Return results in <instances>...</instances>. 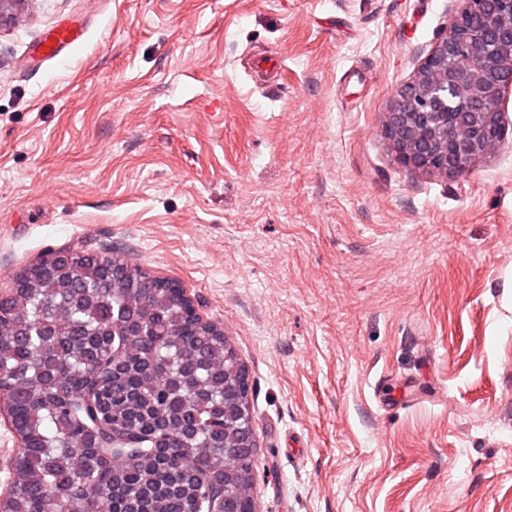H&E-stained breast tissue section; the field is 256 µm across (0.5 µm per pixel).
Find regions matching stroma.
Masks as SVG:
<instances>
[{
	"mask_svg": "<svg viewBox=\"0 0 512 512\" xmlns=\"http://www.w3.org/2000/svg\"><path fill=\"white\" fill-rule=\"evenodd\" d=\"M462 6L35 0L0 21V290L65 249L179 281L248 371L257 512H512V87L501 146L458 176L384 134ZM64 23L81 42L39 61Z\"/></svg>",
	"mask_w": 512,
	"mask_h": 512,
	"instance_id": "1",
	"label": "stroma"
}]
</instances>
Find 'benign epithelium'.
I'll list each match as a JSON object with an SVG mask.
<instances>
[{"mask_svg": "<svg viewBox=\"0 0 512 512\" xmlns=\"http://www.w3.org/2000/svg\"><path fill=\"white\" fill-rule=\"evenodd\" d=\"M483 19L485 30L501 48L493 61L448 64L460 56L461 29L471 15ZM512 85V13L498 0H464L463 7L398 91L386 113L385 134L398 160L414 169L448 177L463 173L478 157L499 144L505 132L498 106L503 89ZM451 89L459 96L456 112H435L439 94ZM14 390L0 385V420L14 434L16 447H30L13 420Z\"/></svg>", "mask_w": 512, "mask_h": 512, "instance_id": "1", "label": "benign epithelium"}]
</instances>
